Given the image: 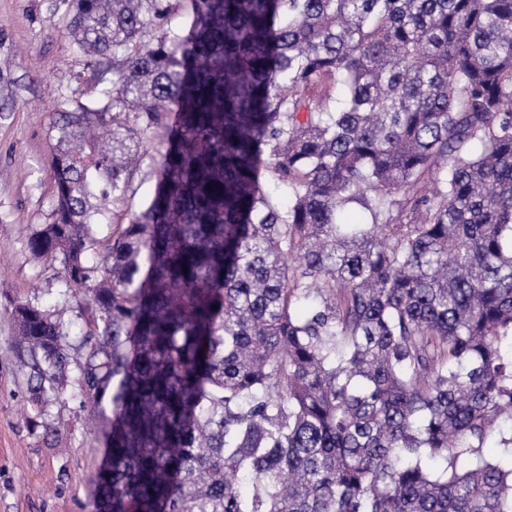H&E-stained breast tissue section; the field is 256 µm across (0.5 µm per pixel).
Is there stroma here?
Returning a JSON list of instances; mask_svg holds the SVG:
<instances>
[{"mask_svg": "<svg viewBox=\"0 0 512 512\" xmlns=\"http://www.w3.org/2000/svg\"><path fill=\"white\" fill-rule=\"evenodd\" d=\"M69 22L63 0H0V512H93L101 460L98 431L71 391L47 415L59 442L37 427L10 315L12 303L33 295L48 307L70 301L61 264L33 262L26 249L53 220L51 101L95 83L67 48Z\"/></svg>", "mask_w": 512, "mask_h": 512, "instance_id": "stroma-1", "label": "stroma"}]
</instances>
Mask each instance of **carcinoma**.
Instances as JSON below:
<instances>
[{"label": "carcinoma", "mask_w": 512, "mask_h": 512, "mask_svg": "<svg viewBox=\"0 0 512 512\" xmlns=\"http://www.w3.org/2000/svg\"><path fill=\"white\" fill-rule=\"evenodd\" d=\"M67 2L107 76L53 101L26 247L80 357L11 316L101 431L94 512H512V0Z\"/></svg>", "instance_id": "1"}]
</instances>
